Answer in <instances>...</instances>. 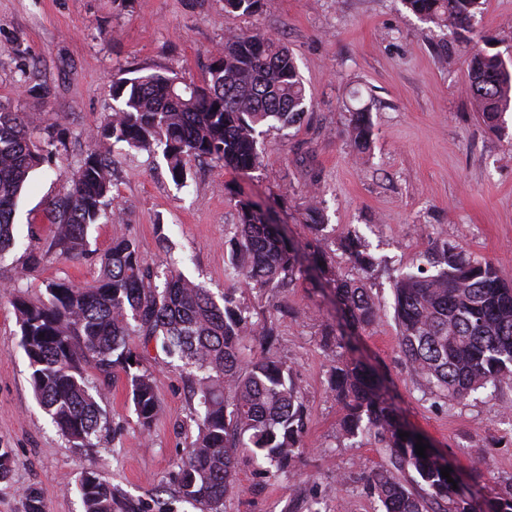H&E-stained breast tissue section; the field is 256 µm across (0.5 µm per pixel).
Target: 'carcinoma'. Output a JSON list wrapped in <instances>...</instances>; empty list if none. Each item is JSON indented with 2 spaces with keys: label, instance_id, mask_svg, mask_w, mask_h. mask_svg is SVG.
I'll list each match as a JSON object with an SVG mask.
<instances>
[{
  "label": "carcinoma",
  "instance_id": "carcinoma-1",
  "mask_svg": "<svg viewBox=\"0 0 512 512\" xmlns=\"http://www.w3.org/2000/svg\"><path fill=\"white\" fill-rule=\"evenodd\" d=\"M260 0H224L228 15L255 12ZM423 21L438 28L464 29L481 12L483 0H403ZM468 81L464 92L474 112L492 129L504 128L512 112V61L488 45L465 50ZM118 105L95 126L92 138L150 154H162L172 180L190 176V162L210 157L247 174L261 164L258 128L275 122L290 128L307 110V94L292 53L280 39L230 31L213 54L201 83L173 72L112 81ZM366 108L351 114L350 145L366 152L371 136ZM60 133L40 141L34 121L19 112H0V256L15 245L14 217L30 174L53 161ZM114 201L111 161L94 150L72 172L70 188L46 208L54 224L45 250L28 249L21 270L54 255L77 260L91 253L90 228L101 220L121 221ZM237 224L228 265L239 284L280 288L300 272L301 254L256 204L236 200ZM314 231L311 256L318 270L331 273L321 240L327 225L318 208L305 214ZM340 248L364 272L379 265L356 234ZM435 272L424 267L401 273L394 283L398 340L408 373L425 396L448 405L478 392L512 387V282L494 263L471 257L444 243L432 248ZM331 281L349 332L329 328L325 336L341 353L331 370V391L342 410L338 434L367 440L385 464L363 476L364 487L381 512H482L474 498L442 477L444 464L431 451L416 454L417 436L381 393L373 372L348 354L351 337L372 327L381 307L363 283L333 275ZM12 305L20 344L30 368V384L41 407L75 448H90L109 423L90 392L85 367L111 379L125 373L143 431L159 411L151 374L128 347L131 336L155 341L183 363L199 397L197 434L186 448L174 479L175 496L200 512H223L234 491L238 449L266 464L265 473L290 471L303 452L309 413L294 371L273 352L274 321L257 323L245 314L236 290L216 300L201 283L186 278L173 262L151 266L128 238L112 241L101 258L98 277L75 286L52 281L46 297L18 293ZM134 363H129V360ZM85 512H123L122 496L88 469L81 480ZM24 512H44L41 495L23 496Z\"/></svg>",
  "mask_w": 512,
  "mask_h": 512
}]
</instances>
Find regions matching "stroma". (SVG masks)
Instances as JSON below:
<instances>
[{"label":"stroma","instance_id":"obj_1","mask_svg":"<svg viewBox=\"0 0 512 512\" xmlns=\"http://www.w3.org/2000/svg\"><path fill=\"white\" fill-rule=\"evenodd\" d=\"M230 28L288 45L309 100L302 122L264 130L262 163L248 177L200 158L178 185L161 155L111 149L125 222L92 227L95 257L22 270L26 247H47L52 237L44 208L67 191L73 170L97 147L91 131L112 111L113 73L168 70L200 82ZM480 38L512 50V0H485L466 31L427 23L403 0H261L257 13L236 17L225 16L224 0H0V111L32 117L38 137L60 126L64 138L52 163L33 174L15 216L17 247L0 260V448L12 460L9 481L0 482V512H23L31 487L45 512H84L78 484L89 467L140 512H158L160 491L172 487L196 433L198 399L180 362L138 336L130 347L151 373L160 404L150 431L140 427L122 372L104 383L95 369L86 371L111 420L91 448L67 442L29 385L14 285L36 299L51 281L86 284L98 276V256L113 239L134 240L149 264L174 259L218 296L236 288L227 254L235 202L244 197L275 204L278 223L302 245L313 239L303 215L319 207L328 226L327 262L352 278L357 272L337 242L358 233L381 260L365 283L388 306L394 278L416 269L437 243L491 259L512 281V116L504 131L491 130L464 93L461 50ZM24 74L42 92H21ZM361 107L371 112L373 136L370 152L358 158L346 131ZM237 290L253 321L277 314L278 354L296 371L310 421L292 474L263 475L251 453L240 452L239 490L225 499L224 512H304L316 496L327 512L343 504L349 512H377L362 476L378 465V454L369 442L336 437L341 410L329 392L336 349L324 336L335 314L332 295L308 272L286 288ZM357 346L408 424L466 484L489 495L512 488V388L454 406L425 401L407 374L389 313Z\"/></svg>","mask_w":512,"mask_h":512}]
</instances>
